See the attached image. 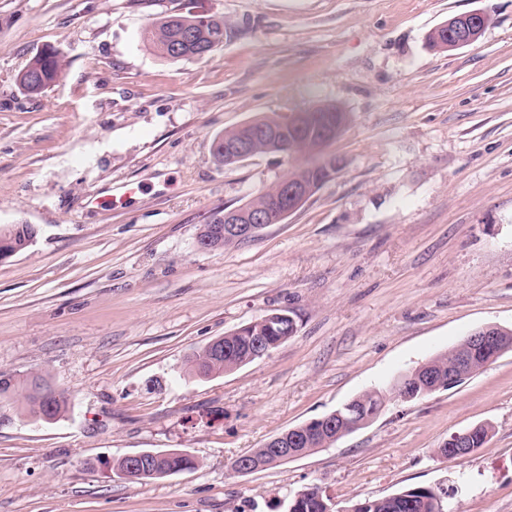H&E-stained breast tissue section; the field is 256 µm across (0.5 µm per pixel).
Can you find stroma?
Returning <instances> with one entry per match:
<instances>
[{
  "instance_id": "35a3bbf8",
  "label": "stroma",
  "mask_w": 512,
  "mask_h": 512,
  "mask_svg": "<svg viewBox=\"0 0 512 512\" xmlns=\"http://www.w3.org/2000/svg\"><path fill=\"white\" fill-rule=\"evenodd\" d=\"M224 18L222 47L171 61L146 29ZM474 10L480 39L427 35ZM64 69L16 84L42 47ZM334 103L343 169L253 240L201 249V224L304 163L218 166L212 141L264 115ZM0 373L46 376L54 421L0 400V512H287L318 486L344 512L427 486L452 512H512V351L462 384L394 401L370 424L249 474L237 457L447 352L512 329V0H0ZM273 310L297 331L200 379L187 356ZM488 423L446 460L452 433ZM179 450L199 466L116 477L119 458ZM62 56L55 47L40 49L17 76L18 86L27 94L39 96L53 85L63 70ZM36 235L37 229L31 224H11L4 230L0 229V240H7L8 248L15 254L28 248Z\"/></svg>"
}]
</instances>
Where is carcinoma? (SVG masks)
<instances>
[{
    "label": "carcinoma",
    "mask_w": 512,
    "mask_h": 512,
    "mask_svg": "<svg viewBox=\"0 0 512 512\" xmlns=\"http://www.w3.org/2000/svg\"><path fill=\"white\" fill-rule=\"evenodd\" d=\"M184 30L197 31L199 41L218 48L224 45L227 23L211 15L189 11L156 20L146 31L144 40L149 48L164 58L186 59L195 56L197 45L184 46L183 52L178 57L171 54L172 45ZM62 70V56L56 52L55 48L46 46L40 49L18 74L17 84L25 93L39 96L57 81ZM318 139L319 133L311 128L295 141L293 151L312 155L314 159L291 170L286 180H302L313 185L324 181L327 173L322 166L324 156L318 149ZM243 140L249 142L254 156L268 152L270 142L257 133L253 123L248 122L226 129L224 133L214 137L213 142L216 143V148L213 150L214 159L221 164L224 163V145ZM280 186L281 183L277 182L260 191L247 202V206L257 211L266 209L279 195ZM36 235L37 229L32 224H11L4 230L0 229V240L8 241V248L15 254L28 248L34 242ZM291 329L289 321L270 325L261 316L242 326V330H234L224 335L226 353L217 356L204 346L188 356L187 365L190 371L199 377L238 369L250 363L248 357L254 341L263 339L274 344ZM452 360L453 351L451 350L439 354L427 361L428 372L436 375L446 374L448 363ZM18 391L23 394L28 414L40 420L56 419L65 405L64 396L57 392L42 374L36 373L20 379L10 374L0 373V398H9ZM195 466L196 462L191 456L173 451L162 459L150 463L142 479H158L167 476L169 472L177 474L191 470ZM433 492L432 487L405 488L385 497L358 501L351 505V509L352 512H433L430 507ZM327 504L329 499L319 487L314 486L304 489L303 497L297 503L294 512H326Z\"/></svg>",
    "instance_id": "1"
}]
</instances>
